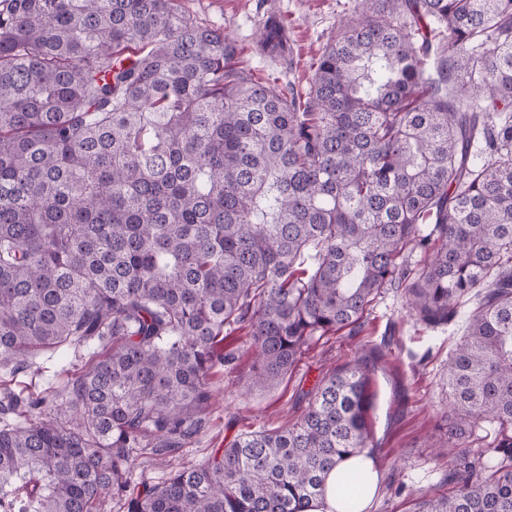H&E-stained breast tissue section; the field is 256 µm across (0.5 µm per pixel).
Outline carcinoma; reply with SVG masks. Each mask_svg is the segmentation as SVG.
I'll return each instance as SVG.
<instances>
[{
	"label": "carcinoma",
	"instance_id": "1",
	"mask_svg": "<svg viewBox=\"0 0 512 512\" xmlns=\"http://www.w3.org/2000/svg\"><path fill=\"white\" fill-rule=\"evenodd\" d=\"M357 8L286 95L182 0H0V370L89 354L61 409L0 392V512H305L333 471L351 512L361 357L293 424L132 473L200 429L224 330L271 388L396 284L426 329L480 298L448 355L456 452L412 512H512V0Z\"/></svg>",
	"mask_w": 512,
	"mask_h": 512
}]
</instances>
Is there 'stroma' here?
<instances>
[{
    "label": "stroma",
    "mask_w": 512,
    "mask_h": 512,
    "mask_svg": "<svg viewBox=\"0 0 512 512\" xmlns=\"http://www.w3.org/2000/svg\"><path fill=\"white\" fill-rule=\"evenodd\" d=\"M200 21L224 30L238 58L254 75L278 78L280 86L306 90L312 64L337 34L341 19L354 15V0H184ZM276 18L285 29L284 48L271 57L258 45L260 23ZM465 324L427 330L411 318L402 289L388 288L365 316L360 333L341 331L313 342L291 373L276 386L251 385L252 358L244 332L224 342L232 361L216 365L211 379L212 407L197 436L166 464L196 465L212 449L244 431L274 429L296 421L306 407L302 395L326 371L353 359L364 344L391 337V352L372 371L375 410L371 426L381 482L368 512H409V491L435 485L431 473L436 454H448L444 414L448 409L445 372L448 354ZM66 377L55 358L41 356L36 366L7 376L13 390L47 396L63 388Z\"/></svg>",
    "instance_id": "35a3bbf8"
}]
</instances>
